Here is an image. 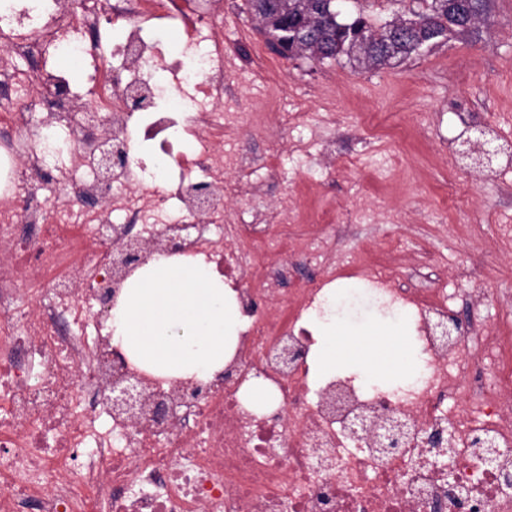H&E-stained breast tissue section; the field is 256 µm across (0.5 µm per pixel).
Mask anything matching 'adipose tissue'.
Instances as JSON below:
<instances>
[{"instance_id":"obj_1","label":"adipose tissue","mask_w":512,"mask_h":512,"mask_svg":"<svg viewBox=\"0 0 512 512\" xmlns=\"http://www.w3.org/2000/svg\"><path fill=\"white\" fill-rule=\"evenodd\" d=\"M224 281L204 255L155 256L126 281L112 310V342L148 374L171 381L208 380L224 369L240 321L227 301ZM316 321L319 343L314 367L335 375L347 357L357 356L368 378H411L415 355L382 356L376 336H399V324L375 326L368 318L336 315L335 292Z\"/></svg>"}]
</instances>
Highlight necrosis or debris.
<instances>
[{"label":"necrosis or debris","instance_id":"4bbe7bcc","mask_svg":"<svg viewBox=\"0 0 512 512\" xmlns=\"http://www.w3.org/2000/svg\"><path fill=\"white\" fill-rule=\"evenodd\" d=\"M223 18L199 0H0V512H512V321L445 335L438 289L402 287L379 247L337 249L335 225L292 233L287 199L269 223L225 220L255 168L278 169L269 118L310 115L225 111ZM150 21L178 24L177 50ZM63 52L82 57L86 92L53 68ZM17 56L33 66L16 70ZM257 129L260 165L225 150ZM102 136L153 142L154 159L128 158L106 185L76 181ZM135 236L205 255L234 293L243 329L229 375L196 396L144 377L104 334L99 293L123 288L114 266ZM293 262L319 277L289 287ZM348 274L367 309L413 328L406 387L314 374L308 319ZM109 376L139 384L134 413L106 401ZM393 418L413 431L401 448L355 447L353 422L372 433ZM440 426L455 434L449 476L423 445Z\"/></svg>","mask_w":512,"mask_h":512}]
</instances>
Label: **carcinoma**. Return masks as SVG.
<instances>
[{"mask_svg":"<svg viewBox=\"0 0 512 512\" xmlns=\"http://www.w3.org/2000/svg\"><path fill=\"white\" fill-rule=\"evenodd\" d=\"M419 10L399 22L377 23L364 14L336 20L330 0H249L250 8L265 21L262 32L284 58L320 50L322 58L355 57L373 69L390 67L420 54L422 41L460 37L480 24L479 15L489 13L490 0H419ZM308 27L307 41H295V29Z\"/></svg>","mask_w":512,"mask_h":512,"instance_id":"cac0c4a2","label":"carcinoma"}]
</instances>
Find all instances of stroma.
<instances>
[{
    "label": "stroma",
    "mask_w": 512,
    "mask_h": 512,
    "mask_svg": "<svg viewBox=\"0 0 512 512\" xmlns=\"http://www.w3.org/2000/svg\"><path fill=\"white\" fill-rule=\"evenodd\" d=\"M224 6V106L233 112H332L333 123L297 134L276 176L257 171V194L235 199L229 217L282 197L305 218L335 211L348 245L393 237L402 275L422 288L444 289L455 317L476 306L481 318L512 317V166L476 168L458 153L466 128L492 131L512 148V0H492L489 24L470 37L438 45L399 65L369 70L341 56L286 59L268 44L247 0ZM270 64V82L252 71ZM404 133L395 136V120ZM492 301L479 300L482 288Z\"/></svg>",
    "instance_id": "1"
}]
</instances>
